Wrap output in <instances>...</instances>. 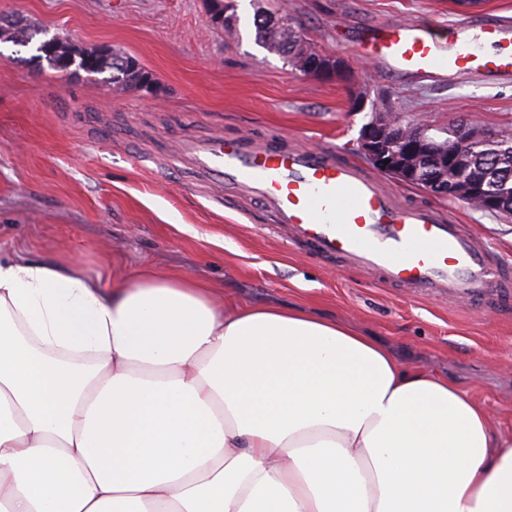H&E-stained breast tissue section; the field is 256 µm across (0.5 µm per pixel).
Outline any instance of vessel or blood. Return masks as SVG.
<instances>
[{
	"mask_svg": "<svg viewBox=\"0 0 512 512\" xmlns=\"http://www.w3.org/2000/svg\"><path fill=\"white\" fill-rule=\"evenodd\" d=\"M355 38L392 78L512 75V26L498 20L473 19L442 35L405 19L362 28ZM177 156L212 196H250L292 242L346 259L380 286L465 301L512 295V264L490 243L437 208L397 205L380 180L337 162L329 148L217 134L181 140Z\"/></svg>",
	"mask_w": 512,
	"mask_h": 512,
	"instance_id": "obj_1",
	"label": "vessel or blood"
}]
</instances>
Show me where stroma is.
<instances>
[{
    "label": "stroma",
    "mask_w": 512,
    "mask_h": 512,
    "mask_svg": "<svg viewBox=\"0 0 512 512\" xmlns=\"http://www.w3.org/2000/svg\"><path fill=\"white\" fill-rule=\"evenodd\" d=\"M286 7L316 51L341 58L357 88L304 75L255 42L254 12L239 32L212 24L206 0H0V16L117 50L157 79L161 93H115L106 82L31 64L30 48L0 43V250L63 267L103 287L149 267L192 275L241 303L299 308L351 323L406 363L448 377L512 434V304L412 297L383 288L336 258L286 242L247 198L216 201L175 156L179 140L221 132L357 145L373 110L388 107L436 128L464 118L512 134V79L439 85L372 72L353 43L369 23L459 20L452 0H266ZM366 100L352 109L351 94ZM446 210L512 263V220L458 201Z\"/></svg>",
    "instance_id": "stroma-1"
}]
</instances>
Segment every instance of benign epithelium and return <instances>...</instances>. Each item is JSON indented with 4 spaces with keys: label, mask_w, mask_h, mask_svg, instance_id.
<instances>
[{
    "label": "benign epithelium",
    "mask_w": 512,
    "mask_h": 512,
    "mask_svg": "<svg viewBox=\"0 0 512 512\" xmlns=\"http://www.w3.org/2000/svg\"><path fill=\"white\" fill-rule=\"evenodd\" d=\"M41 60L64 73H78L74 58L59 56L55 39L44 38L38 44ZM306 74L327 79H349L345 63L339 59L313 53ZM457 143L447 149L439 147L432 137V126L423 121L408 122L396 112H377L359 134L360 151L380 172L393 170L407 180L416 178L423 165L432 167V183L447 188L459 201L494 212L501 208L498 195L471 170L467 146L477 141L491 142L497 137L467 124L456 129Z\"/></svg>",
    "instance_id": "7a95c632"
}]
</instances>
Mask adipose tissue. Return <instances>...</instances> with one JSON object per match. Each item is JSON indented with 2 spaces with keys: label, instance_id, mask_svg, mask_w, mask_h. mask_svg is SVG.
Returning a JSON list of instances; mask_svg holds the SVG:
<instances>
[{
  "label": "adipose tissue",
  "instance_id": "obj_1",
  "mask_svg": "<svg viewBox=\"0 0 512 512\" xmlns=\"http://www.w3.org/2000/svg\"><path fill=\"white\" fill-rule=\"evenodd\" d=\"M0 512H512V434L336 320L0 253Z\"/></svg>",
  "mask_w": 512,
  "mask_h": 512
}]
</instances>
